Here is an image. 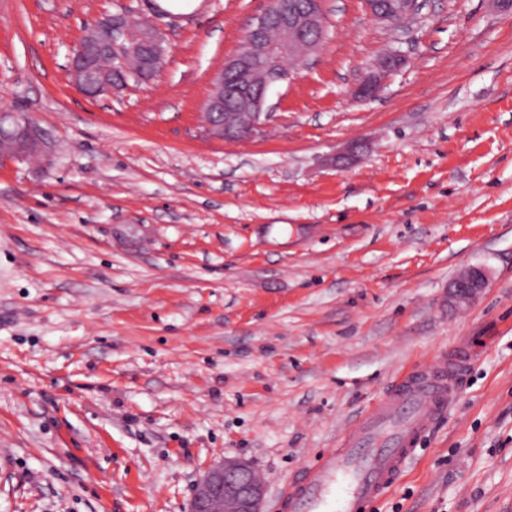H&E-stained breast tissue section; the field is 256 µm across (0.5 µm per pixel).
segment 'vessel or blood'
<instances>
[{"label":"vessel or blood","instance_id":"1","mask_svg":"<svg viewBox=\"0 0 512 512\" xmlns=\"http://www.w3.org/2000/svg\"><path fill=\"white\" fill-rule=\"evenodd\" d=\"M471 363L463 344L397 380L346 427L339 448L293 483L287 512H365L397 481L418 440L445 413Z\"/></svg>","mask_w":512,"mask_h":512}]
</instances>
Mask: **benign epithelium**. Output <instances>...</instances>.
Listing matches in <instances>:
<instances>
[{"mask_svg":"<svg viewBox=\"0 0 512 512\" xmlns=\"http://www.w3.org/2000/svg\"><path fill=\"white\" fill-rule=\"evenodd\" d=\"M372 15L394 23V12L406 18L415 13L418 0H367ZM121 22L112 18L103 21L81 39L74 50L71 64L73 85L84 94L99 81L96 68L83 64L88 39L98 35L96 42L108 51L122 54L123 78L105 87H120L130 76L139 77L135 58L125 56L127 44L139 42L155 47L149 70L157 74L165 61L164 39L161 32L148 23L134 24L125 13ZM325 39V19L321 0H288L283 7L280 0H270L269 7L257 15L246 28L236 54L224 62V69L211 85L205 99L209 132L226 140L252 136L261 125L270 87L288 77L287 63L301 60L316 52ZM401 56L390 51L376 60L370 75L354 90L359 99H370L378 93L383 79L397 69ZM234 106V111L224 108ZM37 138L30 120L21 112L0 114V153L25 158L35 151ZM485 288L482 270L472 268L463 272L452 285L449 298L458 305L468 306L478 299ZM265 487L255 478L244 461L225 458L212 465L196 485L190 512H262Z\"/></svg>","mask_w":512,"mask_h":512,"instance_id":"obj_1","label":"benign epithelium"}]
</instances>
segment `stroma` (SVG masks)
<instances>
[{"label": "stroma", "mask_w": 512, "mask_h": 512, "mask_svg": "<svg viewBox=\"0 0 512 512\" xmlns=\"http://www.w3.org/2000/svg\"><path fill=\"white\" fill-rule=\"evenodd\" d=\"M268 5L0 0V113L43 142L0 162V512H188L227 457L281 512L344 425L463 342L461 393L367 512H512V9L424 0L396 28L323 0L324 45L259 130L214 137L204 99ZM120 11L162 29V70L77 93L79 39ZM471 267L484 291L450 306ZM401 63V56L397 51H389L376 60L370 75L354 90L359 99H371L376 96L382 86L383 79L397 69Z\"/></svg>", "instance_id": "35a3bbf8"}]
</instances>
